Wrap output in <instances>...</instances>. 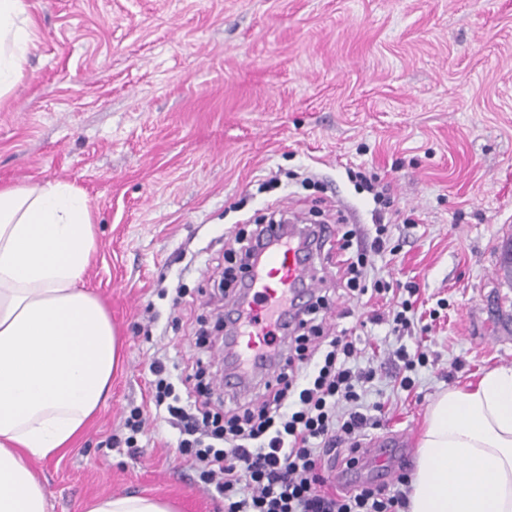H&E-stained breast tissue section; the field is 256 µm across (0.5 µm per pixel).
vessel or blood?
<instances>
[{
	"label": "vessel or blood",
	"instance_id": "vessel-or-blood-1",
	"mask_svg": "<svg viewBox=\"0 0 512 512\" xmlns=\"http://www.w3.org/2000/svg\"><path fill=\"white\" fill-rule=\"evenodd\" d=\"M321 240L319 226H309L303 239L296 228L274 224L257 243L260 257L244 278V302L227 317L230 334L224 345V391L231 397L244 398L254 385L270 377L276 347L267 344L266 338L298 324L299 305L316 290L312 264ZM410 445L409 436L401 433L389 442H370L356 449L354 456L362 466L382 464L384 478L392 481L399 471L389 464L390 453Z\"/></svg>",
	"mask_w": 512,
	"mask_h": 512
}]
</instances>
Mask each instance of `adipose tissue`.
Instances as JSON below:
<instances>
[{
  "label": "adipose tissue",
  "instance_id": "adipose-tissue-1",
  "mask_svg": "<svg viewBox=\"0 0 512 512\" xmlns=\"http://www.w3.org/2000/svg\"><path fill=\"white\" fill-rule=\"evenodd\" d=\"M36 39L23 0H0V97ZM96 250L87 197L67 183L0 186V512H47L30 459L63 456L109 391L121 344L83 286ZM407 512H512V368L442 391L417 450ZM86 512H176L108 495Z\"/></svg>",
  "mask_w": 512,
  "mask_h": 512
}]
</instances>
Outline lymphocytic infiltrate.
<instances>
[{
    "mask_svg": "<svg viewBox=\"0 0 512 512\" xmlns=\"http://www.w3.org/2000/svg\"><path fill=\"white\" fill-rule=\"evenodd\" d=\"M389 233V225L376 224L365 248L354 246L356 230H346L336 241V253L348 295H390L387 312L372 320L396 333L410 326L418 288L368 280L374 256L398 253ZM358 353V339L351 335L291 337L288 358L260 401L237 402L220 413L211 412L199 391L177 387L172 370L157 358L149 366L152 400L178 430L184 462L223 495L224 512H407L404 472L391 487L325 488L327 458L343 446L358 448L371 422L355 384L372 380L375 372L353 369Z\"/></svg>",
    "mask_w": 512,
    "mask_h": 512,
    "instance_id": "f902f5d3",
    "label": "lymphocytic infiltrate"
}]
</instances>
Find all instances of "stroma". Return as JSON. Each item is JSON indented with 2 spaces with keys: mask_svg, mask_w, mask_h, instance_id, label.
<instances>
[{
  "mask_svg": "<svg viewBox=\"0 0 512 512\" xmlns=\"http://www.w3.org/2000/svg\"><path fill=\"white\" fill-rule=\"evenodd\" d=\"M36 30L0 101V184L65 182L89 199L97 247L84 286L112 317L123 363L63 457L32 460L47 512L150 494L224 512L146 405L152 358L196 355L224 244L273 211L372 229L376 177L399 216L374 276L417 283L404 336L366 324L336 257L316 261L325 334L358 329L357 363L384 402L371 438L421 433L448 387L512 366V281L488 271L512 239V0H25ZM180 305H173L174 293ZM402 345L429 357L406 392ZM145 404L127 452L121 420Z\"/></svg>",
  "mask_w": 512,
  "mask_h": 512,
  "instance_id": "obj_1",
  "label": "stroma"
}]
</instances>
